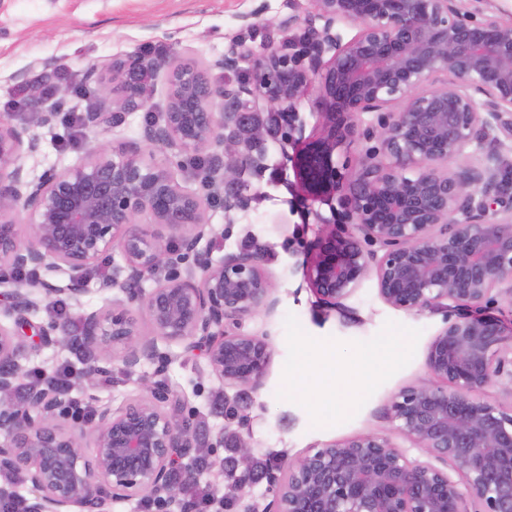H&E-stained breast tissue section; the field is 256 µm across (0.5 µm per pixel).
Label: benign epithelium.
<instances>
[{
    "mask_svg": "<svg viewBox=\"0 0 512 512\" xmlns=\"http://www.w3.org/2000/svg\"><path fill=\"white\" fill-rule=\"evenodd\" d=\"M304 20L293 13L284 30L305 24L285 47H268L247 76L226 88L214 69H234L239 45L209 65L114 61L101 78L104 97L82 115L87 128L118 126L149 105L147 73L163 74L165 111L144 127L146 148L94 146L61 172L29 179L24 158L38 138L0 119V285L11 287L15 324L28 322L44 300L80 304L91 266L118 250L124 264L107 286L141 302L155 339L141 338L136 315L120 300L80 314L84 345L131 369L160 357L157 340L204 352L229 387L256 390L271 362L267 337L241 331L242 321L273 313L274 276L260 252L212 259L200 243L213 233L208 199L184 189L171 155L211 158L230 149L227 163L201 171L224 187V212L244 209L250 145L263 138L240 130L248 104L263 101L297 116L312 85L324 119L322 133L296 158L306 192L337 201L310 242L307 286L322 305L344 301L373 277L380 299L406 312L447 313L427 348L431 380L401 388L390 401L397 431L450 466L481 504L469 507L448 471L408 456L387 435L360 433L324 445L272 477L273 497L245 512H512V407L482 400L486 388L512 385V322L487 312L496 296L512 298V19H478L488 0H311ZM356 34L344 39L341 27ZM392 104L400 110L388 112ZM28 108L50 126L58 113L36 89ZM380 113L378 146L357 171L341 163L356 119ZM481 153L459 171L436 164ZM23 213L33 239L19 238ZM343 229H336V223ZM185 268H179V265ZM156 278L148 292L141 282ZM59 320L36 327L37 344L67 337ZM22 345L0 325V469H22L34 493L28 512H97L106 496L144 495L169 505L195 472L172 469L198 454L200 443L182 414L181 398L162 381L147 396L95 409L90 427L74 415L72 389L39 386L13 402ZM238 491L251 485L250 439L238 435Z\"/></svg>",
    "mask_w": 512,
    "mask_h": 512,
    "instance_id": "obj_1",
    "label": "benign epithelium"
}]
</instances>
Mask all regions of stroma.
<instances>
[{
    "label": "stroma",
    "instance_id": "stroma-1",
    "mask_svg": "<svg viewBox=\"0 0 512 512\" xmlns=\"http://www.w3.org/2000/svg\"><path fill=\"white\" fill-rule=\"evenodd\" d=\"M311 9L310 0H0V116L38 137L39 152L25 160L32 179L49 169L65 170L85 158L93 146L142 147L144 124L165 107L163 78L153 81L149 109L130 115L117 127L86 128L68 122L66 115H82L96 101L99 76L90 72V65L103 67L114 59L134 58L156 48L210 63L223 57L235 41L248 50V57L237 70L214 73L220 83L234 86L245 77L253 56L283 38L280 20L292 12L306 15ZM250 12L255 18L247 28L240 16ZM58 83L83 87L87 95L60 97L54 89ZM33 84L40 86L47 107L59 112L54 125H41L36 113L27 108ZM316 99V91H308L299 106L296 122L303 127L301 139L289 138L290 127L283 117L278 135L265 141L262 169L245 175L251 195L246 209L225 213L223 189L207 186L199 178L203 160L191 154L172 158L178 182L211 201L208 217L213 235L207 247L213 258L243 248L257 250L274 274L276 311L254 314L242 325L243 332L266 335L272 348L262 388L240 394L223 390L203 352H188L182 345L165 342L158 348L171 356L166 366L144 360L130 376L116 367L99 375L93 386L81 377L78 351L62 346L27 348L19 358L22 384L69 372L74 396L91 413L98 405L117 407L129 397L144 395L145 384L164 376L179 393L198 438L211 447L217 461L227 455L223 437L231 406L249 417L253 455L260 460L293 461L327 443L364 432L393 435L390 397L402 387L428 380L426 350L443 326L444 316L389 307L378 297L371 279L356 290L343 314L317 303L304 283L302 263L318 232L314 215L330 212L325 202L303 192L294 167L303 141L321 130ZM122 262L116 251L95 265L81 306H68L65 320L78 322L81 310H95L118 298V291L102 289L101 284ZM359 358L367 359L370 368L355 382L339 410L315 399L291 374L305 361L326 372L337 362ZM199 483L219 484L213 502H193L184 494L163 512H242L241 503L222 505L233 493L231 479L211 469L202 472Z\"/></svg>",
    "mask_w": 512,
    "mask_h": 512
}]
</instances>
